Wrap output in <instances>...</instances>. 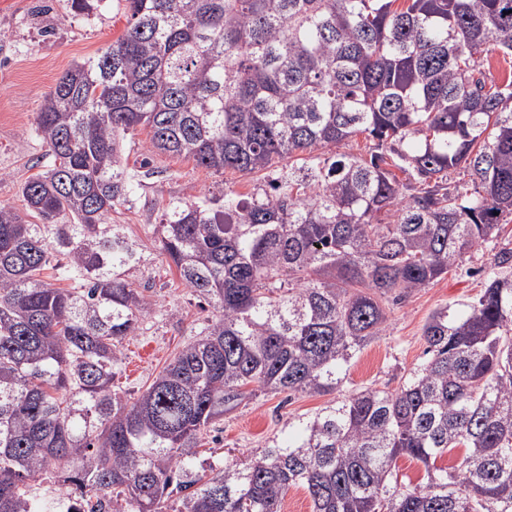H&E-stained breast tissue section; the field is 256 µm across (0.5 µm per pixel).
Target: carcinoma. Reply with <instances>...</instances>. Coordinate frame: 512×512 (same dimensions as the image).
<instances>
[{
	"mask_svg": "<svg viewBox=\"0 0 512 512\" xmlns=\"http://www.w3.org/2000/svg\"><path fill=\"white\" fill-rule=\"evenodd\" d=\"M124 33L74 63L36 131L54 157L0 206V512H512V245L474 302L434 310L429 359L395 392L354 391L288 422L295 437L200 473L199 441L258 393L325 394L397 302L512 223V0H125ZM256 175L224 204L172 202L161 251L213 315L131 402L122 343L152 312L126 272L138 244L122 142ZM376 141L365 158L338 147ZM463 168L472 191L450 188ZM406 175L398 179L393 169ZM37 219L38 223L31 222ZM58 271L59 287L41 279ZM464 449L460 469L437 459ZM423 464L410 488L397 461ZM478 62L488 78L495 81H500L512 72L511 58L506 57L505 60L502 54L497 49H494L493 45L485 47L483 52L478 55ZM283 512H312V502L306 492L301 487H291L283 501Z\"/></svg>",
	"mask_w": 512,
	"mask_h": 512,
	"instance_id": "1",
	"label": "carcinoma"
}]
</instances>
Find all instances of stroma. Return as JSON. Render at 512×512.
<instances>
[{"label": "stroma", "instance_id": "obj_1", "mask_svg": "<svg viewBox=\"0 0 512 512\" xmlns=\"http://www.w3.org/2000/svg\"><path fill=\"white\" fill-rule=\"evenodd\" d=\"M124 8L123 0H96L93 10L77 14L67 0H0V206L22 209L21 184L52 166L53 157L35 132L40 106L67 69L123 34ZM148 138L140 128L123 143V162L135 176L133 202L112 213L113 223L139 244L143 259L128 278L153 308L151 318L125 340L122 371L115 379L116 390L131 399L195 339L213 312L185 288L161 253L155 226L163 211L172 201L245 196L256 185L255 177L207 170L168 155L154 156L150 167L142 168ZM491 256L488 246L468 254L434 284L389 304L384 332L352 359L339 390L291 397L260 393L245 400L206 436L204 463L242 460L272 440H285L290 419L310 415L351 390L399 389L426 360L422 330L428 316L436 308L477 299Z\"/></svg>", "mask_w": 512, "mask_h": 512}]
</instances>
